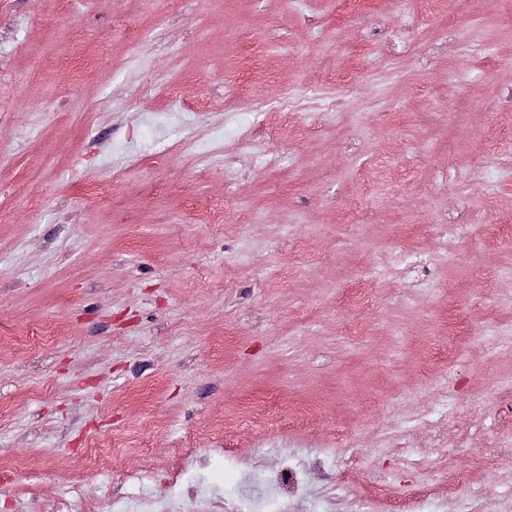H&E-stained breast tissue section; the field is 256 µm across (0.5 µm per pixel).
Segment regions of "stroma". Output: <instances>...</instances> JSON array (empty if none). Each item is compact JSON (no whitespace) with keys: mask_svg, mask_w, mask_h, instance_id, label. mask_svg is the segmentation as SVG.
Wrapping results in <instances>:
<instances>
[{"mask_svg":"<svg viewBox=\"0 0 512 512\" xmlns=\"http://www.w3.org/2000/svg\"><path fill=\"white\" fill-rule=\"evenodd\" d=\"M510 233L512 0H0V497L512 512Z\"/></svg>","mask_w":512,"mask_h":512,"instance_id":"obj_1","label":"stroma"}]
</instances>
